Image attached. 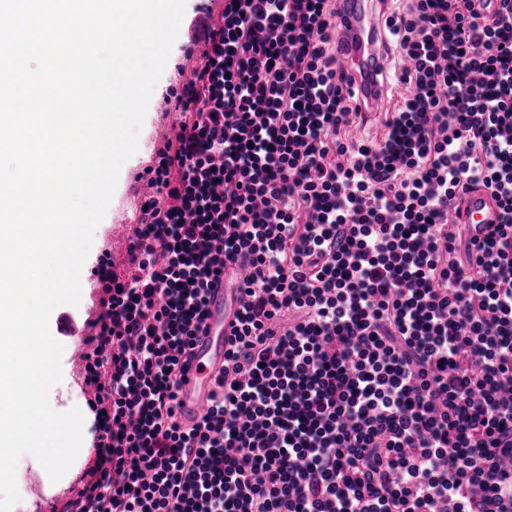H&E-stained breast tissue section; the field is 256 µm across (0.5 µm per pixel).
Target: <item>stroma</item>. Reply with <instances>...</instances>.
Listing matches in <instances>:
<instances>
[{
    "label": "stroma",
    "mask_w": 512,
    "mask_h": 512,
    "mask_svg": "<svg viewBox=\"0 0 512 512\" xmlns=\"http://www.w3.org/2000/svg\"><path fill=\"white\" fill-rule=\"evenodd\" d=\"M224 6V0H186L185 13L180 25L178 37L173 45L165 71L157 84L150 99L148 110L139 133L138 150L122 166L111 203L103 220L97 226L92 246L81 271V298L77 306L71 307L70 312L81 326H89L96 317L97 301L101 288L91 274L92 268L98 263L105 252H112V262L117 272H124L128 237L137 222L140 204L143 200V184L137 176L143 168L149 165L156 150L163 145L160 130H171L177 112L173 101L168 96L172 86L177 85L180 59L189 40V25L204 12L219 15ZM63 377L60 383L54 385L49 394L51 402L55 403L57 411L64 412L71 408L84 409L83 442L79 454L58 481L48 479L46 470L41 464L35 463L30 457H23L20 463L21 476L18 483L19 501L13 512H42L44 503H51L63 498L68 488L80 476L86 462L91 459L90 452L96 438L95 423L92 413L86 412L85 398L81 391L83 371L78 364L70 361L62 363ZM42 478L45 491L44 502H36L29 489L32 478Z\"/></svg>",
    "instance_id": "35a3bbf8"
}]
</instances>
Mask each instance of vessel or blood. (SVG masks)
I'll return each mask as SVG.
<instances>
[{
  "label": "vessel or blood",
  "instance_id": "vessel-or-blood-1",
  "mask_svg": "<svg viewBox=\"0 0 512 512\" xmlns=\"http://www.w3.org/2000/svg\"><path fill=\"white\" fill-rule=\"evenodd\" d=\"M343 21L338 39L341 69L368 82L367 103L370 114L388 111L389 100L380 94L376 75L386 69L387 60L379 45L382 28L381 0H344ZM457 222L467 225L472 237L482 238L484 227L501 221V207L496 196L485 189L468 195L455 212ZM235 296L227 281L217 282L208 293L206 328L196 340L195 353L177 399L181 423L191 424L209 404L214 370L224 360L226 342L234 326L230 305Z\"/></svg>",
  "mask_w": 512,
  "mask_h": 512
}]
</instances>
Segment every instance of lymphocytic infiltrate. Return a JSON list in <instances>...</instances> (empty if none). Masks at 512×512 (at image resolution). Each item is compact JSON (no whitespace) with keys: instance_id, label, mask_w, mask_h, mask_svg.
Returning a JSON list of instances; mask_svg holds the SVG:
<instances>
[{"instance_id":"obj_1","label":"lymphocytic infiltrate","mask_w":512,"mask_h":512,"mask_svg":"<svg viewBox=\"0 0 512 512\" xmlns=\"http://www.w3.org/2000/svg\"><path fill=\"white\" fill-rule=\"evenodd\" d=\"M380 139L341 0H224L126 249L93 274L95 460L54 512H512V0H383ZM492 190L482 241L449 205ZM245 263L199 421L177 391Z\"/></svg>"}]
</instances>
